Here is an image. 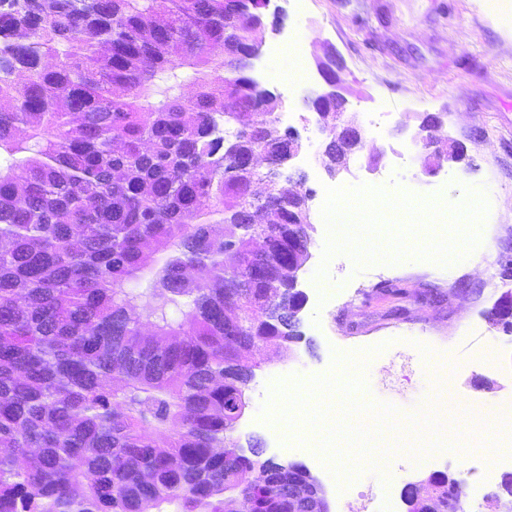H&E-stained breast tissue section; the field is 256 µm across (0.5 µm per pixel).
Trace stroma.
I'll return each mask as SVG.
<instances>
[{"label": "stroma", "mask_w": 512, "mask_h": 512, "mask_svg": "<svg viewBox=\"0 0 512 512\" xmlns=\"http://www.w3.org/2000/svg\"><path fill=\"white\" fill-rule=\"evenodd\" d=\"M282 8L281 32L265 31L256 77L282 101L289 125L302 139L309 114L306 98L324 81L316 62L335 52L343 69V94L361 117L388 113L381 130L366 131L365 148L348 171L329 179L312 173L303 160L293 170L305 186L320 192L329 183L366 184L388 193L403 190L418 200L436 197L458 202L466 187L486 190L490 211L480 246L465 260L442 267L420 260L377 264L356 270L345 255L332 258L329 280L318 287L313 276L326 241V227L314 222L310 258L300 273L305 305L303 336L288 353L254 352L255 377L235 437L262 440L266 457L302 465L317 478L330 512H356L365 499L389 493V512H406L404 485L446 473L461 485L466 502L479 512H497L492 492L511 464L512 428L500 432L499 450L473 439L467 450L428 455L412 463L398 450L393 431L379 434L391 450L384 466L389 482L372 469L362 472L339 497L336 479L306 454L281 448L258 420L270 380L298 372L302 378L333 370L334 351L380 346L365 366L362 400L384 401L400 415L419 408L432 394L436 375L446 372L449 390L471 404L512 406V335L493 325L488 312L501 293L512 291V18L492 12L488 0H275ZM443 113L440 141L460 143L466 159L444 164L433 175L423 171L426 152L410 141L426 115ZM493 274L497 288L484 286Z\"/></svg>", "instance_id": "stroma-1"}]
</instances>
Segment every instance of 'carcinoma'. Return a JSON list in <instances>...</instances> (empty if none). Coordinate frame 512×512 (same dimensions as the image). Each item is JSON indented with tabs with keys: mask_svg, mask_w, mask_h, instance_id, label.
Returning <instances> with one entry per match:
<instances>
[{
	"mask_svg": "<svg viewBox=\"0 0 512 512\" xmlns=\"http://www.w3.org/2000/svg\"><path fill=\"white\" fill-rule=\"evenodd\" d=\"M265 25L259 0L0 10V512H320L301 467L231 437L253 350L300 335L310 244L269 182ZM426 493L410 512L445 479Z\"/></svg>",
	"mask_w": 512,
	"mask_h": 512,
	"instance_id": "1",
	"label": "carcinoma"
}]
</instances>
